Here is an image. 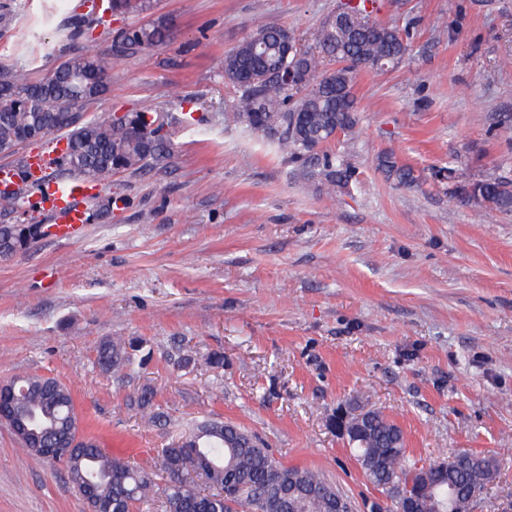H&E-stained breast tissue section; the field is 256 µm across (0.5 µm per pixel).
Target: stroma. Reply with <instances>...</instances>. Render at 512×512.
Wrapping results in <instances>:
<instances>
[{
    "mask_svg": "<svg viewBox=\"0 0 512 512\" xmlns=\"http://www.w3.org/2000/svg\"><path fill=\"white\" fill-rule=\"evenodd\" d=\"M340 0H152L107 15L95 44L75 37L87 0H17L0 26V68L36 81L60 54L112 56L109 91L88 110L181 115L164 166L114 172L107 217L0 259V380L40 374L72 392L83 433L151 467L205 416L255 435L283 465L321 471L370 512L380 493L332 423L382 411L427 465L465 454L494 471L472 512L512 507V214L480 217L449 165L473 181L512 171V0H373L371 20L410 51L353 78L359 124L328 152L354 169L336 197L295 175L259 132L225 122L219 61L259 28L314 33ZM163 24L164 42L128 54L117 31ZM414 167L404 186L377 166ZM137 340L142 367L95 365L105 339ZM224 355V367L206 356ZM189 354L194 366L181 368ZM160 392L159 425L129 404ZM0 512H87L59 470L22 458L0 423Z\"/></svg>",
    "mask_w": 512,
    "mask_h": 512,
    "instance_id": "1",
    "label": "stroma"
}]
</instances>
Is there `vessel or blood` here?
<instances>
[{
	"label": "vessel or blood",
	"instance_id": "vessel-or-blood-1",
	"mask_svg": "<svg viewBox=\"0 0 512 512\" xmlns=\"http://www.w3.org/2000/svg\"><path fill=\"white\" fill-rule=\"evenodd\" d=\"M34 188L41 207L48 210L54 221L52 230L56 236L68 237L91 221L93 183L80 178L41 179Z\"/></svg>",
	"mask_w": 512,
	"mask_h": 512
}]
</instances>
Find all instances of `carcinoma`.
Wrapping results in <instances>:
<instances>
[{
  "instance_id": "1",
  "label": "carcinoma",
  "mask_w": 512,
  "mask_h": 512,
  "mask_svg": "<svg viewBox=\"0 0 512 512\" xmlns=\"http://www.w3.org/2000/svg\"><path fill=\"white\" fill-rule=\"evenodd\" d=\"M150 0H109L112 13L140 12ZM166 37L157 24L120 36L129 52L156 45ZM409 51L401 30L371 20L365 4L344 3L329 15L312 42L290 28L266 27L224 55L218 72L233 91L224 104V120L261 132L293 162L305 184L328 193L348 186L353 170L344 160L318 149L341 135L352 140L358 117L352 92L354 71L368 67L384 73ZM332 68H326V65ZM293 69L308 82H280L274 71ZM112 75V57L85 52L69 54L44 78L20 82L0 70V155L13 156L36 134L65 133L67 149L55 161L60 171L103 184L118 170L141 172L169 156L168 123L150 112L125 121L74 119V112L99 99ZM378 167L399 184L419 180L413 168L387 153ZM458 194L485 213H512V176L492 175L457 187ZM21 246L13 224L0 221V256ZM134 344L106 339L96 363L123 376L135 369ZM15 388V414L32 420V428L49 442L66 445L59 466L83 499L112 512H325L326 499L340 493L315 470L286 467L240 427L219 418L195 422L158 451L159 467L148 473L111 454L95 437L76 436L79 415L67 385L42 375L4 381ZM158 391L141 389L129 399L145 411L156 407ZM367 481L386 491L398 483L420 512H470L473 500L489 481L490 460L473 454L443 470L418 465L407 455L401 429L378 410L365 412L363 434L354 442Z\"/></svg>"
}]
</instances>
